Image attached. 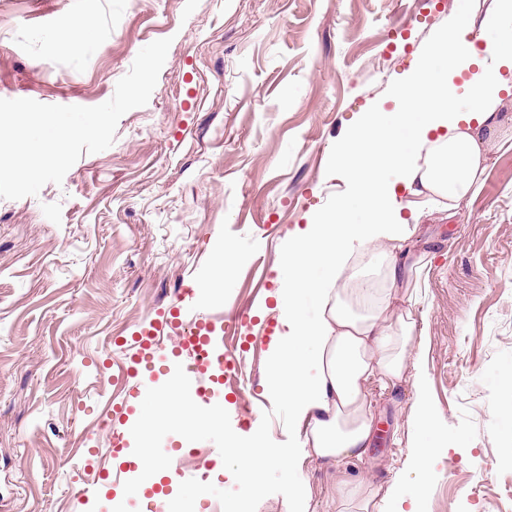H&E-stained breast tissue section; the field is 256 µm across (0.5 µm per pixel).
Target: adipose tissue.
<instances>
[{"instance_id": "adipose-tissue-1", "label": "adipose tissue", "mask_w": 512, "mask_h": 512, "mask_svg": "<svg viewBox=\"0 0 512 512\" xmlns=\"http://www.w3.org/2000/svg\"><path fill=\"white\" fill-rule=\"evenodd\" d=\"M496 2L484 25L499 30L501 41L476 47L469 17L457 13L396 88L400 106L368 112L339 147L336 164L357 191L289 245L288 279L279 289L283 297L307 291L319 301L311 319L288 308L272 346L269 388L287 399L301 449L287 455L268 446L239 449L249 484L272 466L298 472L309 459L339 467L362 462L373 436L371 383L407 379L416 320L395 312L394 304L413 299L421 269L398 195L429 193L452 203L478 184L483 137L497 124L508 89L502 71L512 70V0ZM465 71L472 78L463 98L448 78ZM353 241L379 263L351 268ZM404 502L396 488L382 491L362 479L336 486V512H417Z\"/></svg>"}]
</instances>
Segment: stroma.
Segmentation results:
<instances>
[{
    "label": "stroma",
    "mask_w": 512,
    "mask_h": 512,
    "mask_svg": "<svg viewBox=\"0 0 512 512\" xmlns=\"http://www.w3.org/2000/svg\"><path fill=\"white\" fill-rule=\"evenodd\" d=\"M496 0H0V98L96 106L141 48L172 44L145 106L111 147L82 153L62 184L0 198V512H142L97 471L127 466L109 442L143 395L121 364L151 360L142 330L178 314H219L233 369L202 372L233 430L252 435L272 400L263 381L281 331L274 302L288 239L352 186L337 168L343 135L391 93L424 46L470 15L472 40ZM86 32L74 47V24ZM486 133L487 168L454 208L404 195L426 267L409 309L410 377L371 385L376 427L365 463L339 474L306 463L309 512H336L339 478L419 498L423 512H512V96ZM240 257L204 303L218 247ZM442 441L425 476L409 444L420 407ZM195 478L235 488L221 457L167 470L164 494Z\"/></svg>",
    "instance_id": "1"
}]
</instances>
